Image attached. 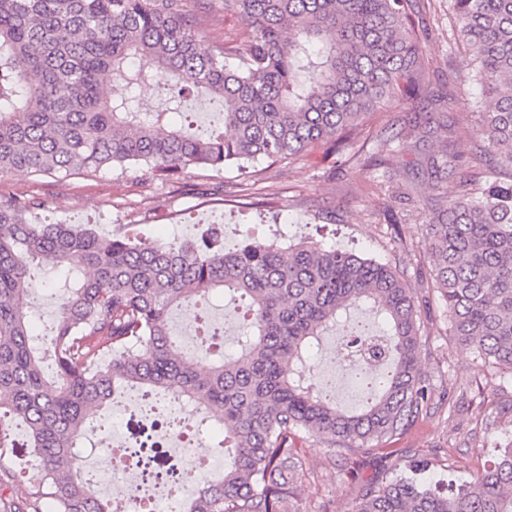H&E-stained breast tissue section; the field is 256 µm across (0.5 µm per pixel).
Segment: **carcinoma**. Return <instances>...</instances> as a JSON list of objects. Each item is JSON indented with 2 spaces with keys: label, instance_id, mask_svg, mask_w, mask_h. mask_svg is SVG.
<instances>
[{
  "label": "carcinoma",
  "instance_id": "1",
  "mask_svg": "<svg viewBox=\"0 0 512 512\" xmlns=\"http://www.w3.org/2000/svg\"><path fill=\"white\" fill-rule=\"evenodd\" d=\"M458 37L489 103L472 160L512 167V0H449ZM411 0H224L243 46H212L184 0H0V177L22 170L68 174L141 165L163 182L193 167H235L338 151L384 101L442 96L423 81ZM164 71L174 111L191 116L205 96L224 106V129L142 107ZM433 178V155L413 152ZM425 239L450 333L485 365L512 370V178L488 175L434 199ZM41 202L0 194V484L14 476L5 417L29 427L42 480L0 512H112L74 453L87 420L120 388L161 392L224 426V470L194 484L182 512H290L298 440L331 453L392 437L428 400L410 289L387 263L298 243L284 250L247 238L224 250V227L200 238L146 245L78 224H30ZM66 270V298L51 338L47 378L28 317L31 266ZM214 291L248 300L240 350L203 366L177 350L176 308ZM381 315L386 330L350 327L339 347L365 359V403L342 410L309 352L352 309ZM365 482L356 512H512V441L477 482L443 491L418 474Z\"/></svg>",
  "mask_w": 512,
  "mask_h": 512
}]
</instances>
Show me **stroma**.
<instances>
[{"mask_svg":"<svg viewBox=\"0 0 512 512\" xmlns=\"http://www.w3.org/2000/svg\"><path fill=\"white\" fill-rule=\"evenodd\" d=\"M418 4V18L427 28L425 82L430 91L447 93L449 121L467 131L476 129L482 115L472 105L483 99L484 88L464 66L465 49L454 33L448 0ZM199 20L210 44L244 36L242 23L225 15L222 0H211ZM426 119L425 104L388 101L367 120L372 137L359 140L353 149L330 155L318 150L291 163L262 161L257 175L247 178L224 168H193L177 183L156 180L144 167L69 176L15 171L0 179V194L40 198L41 208L30 215L34 224H87L103 233H133L146 243L191 240L203 225L220 224L228 250L259 226L266 239L284 248L300 242L335 246L395 268L417 309L423 342L419 369L429 390L428 404L400 434L355 444L333 458L324 440L303 442L292 502L295 512H356L365 480L410 475L412 463L425 459L430 463L427 482L471 483L512 438V373L482 365L471 347L451 336L448 307L434 286L422 235L421 198L455 191L460 182L479 179L480 169L470 159L471 142L461 139L448 148L439 138H419ZM387 126L402 132L407 142H418L424 153L445 158L446 177L435 185L369 166V159L388 154L383 143ZM51 268L45 261L31 271L29 313L32 332L41 339L53 331L62 301L48 281ZM338 339V333L327 335L314 361L325 379L337 383V405L352 410L364 393L336 362ZM223 437L222 429L206 422L192 446L171 448L167 454L183 470L197 459L220 470L224 455L218 443Z\"/></svg>","mask_w":512,"mask_h":512,"instance_id":"1","label":"stroma"}]
</instances>
